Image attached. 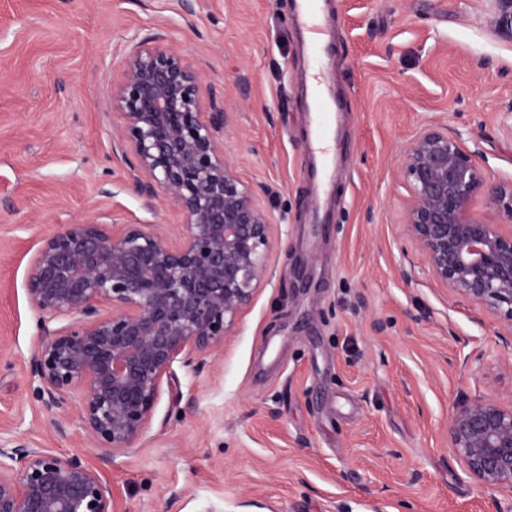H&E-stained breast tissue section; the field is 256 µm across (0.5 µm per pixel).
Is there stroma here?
<instances>
[{
    "label": "stroma",
    "instance_id": "obj_1",
    "mask_svg": "<svg viewBox=\"0 0 512 512\" xmlns=\"http://www.w3.org/2000/svg\"><path fill=\"white\" fill-rule=\"evenodd\" d=\"M182 3L0 0V437L80 456L114 512H512L448 441L456 406L512 402V349L401 238L399 171L420 128L446 124L489 181L512 182V33L494 0H325L336 55L323 79L344 116L319 202L294 0ZM158 37L201 72L275 243L232 335L198 366L173 363L143 435L108 462L76 404L36 397L26 274L56 225L88 214L181 223L112 150V82Z\"/></svg>",
    "mask_w": 512,
    "mask_h": 512
}]
</instances>
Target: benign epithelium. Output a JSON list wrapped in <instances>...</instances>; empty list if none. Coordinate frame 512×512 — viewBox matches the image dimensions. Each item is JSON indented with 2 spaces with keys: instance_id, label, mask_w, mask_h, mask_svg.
Returning <instances> with one entry per match:
<instances>
[{
  "instance_id": "7a95c632",
  "label": "benign epithelium",
  "mask_w": 512,
  "mask_h": 512,
  "mask_svg": "<svg viewBox=\"0 0 512 512\" xmlns=\"http://www.w3.org/2000/svg\"><path fill=\"white\" fill-rule=\"evenodd\" d=\"M496 26L512 31V0H495ZM203 77L157 38L134 48L112 105V146L131 154L129 180L164 193L184 222L82 217L59 224L32 257L27 293L39 314L30 359L39 398L53 411L78 400L90 447L112 458L142 435L158 387L178 356L229 335L269 271L272 223L224 157V113L202 112ZM410 190L403 235L431 275L494 312L512 345V227L471 215L483 195L512 217V183H491L446 124L410 139L400 172ZM448 438L470 475L512 494V405L477 398L454 411ZM0 512H112V488L79 456L19 443L0 448Z\"/></svg>"
}]
</instances>
